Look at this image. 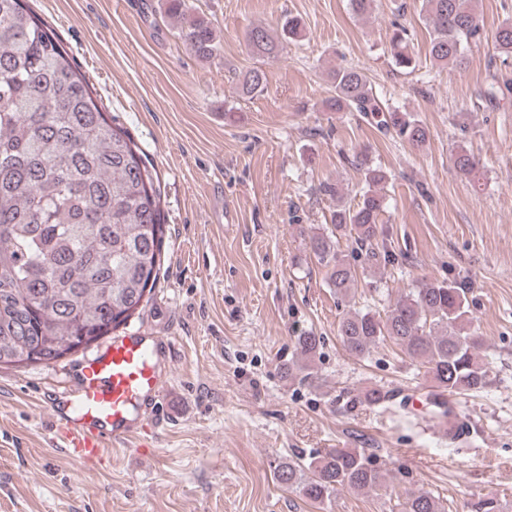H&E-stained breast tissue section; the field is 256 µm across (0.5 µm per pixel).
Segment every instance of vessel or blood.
<instances>
[{
    "label": "vessel or blood",
    "mask_w": 512,
    "mask_h": 512,
    "mask_svg": "<svg viewBox=\"0 0 512 512\" xmlns=\"http://www.w3.org/2000/svg\"><path fill=\"white\" fill-rule=\"evenodd\" d=\"M170 344L139 332L113 337L84 362L73 393L59 392L49 404L55 428L80 462L107 454L109 447L139 437L164 378L160 355Z\"/></svg>",
    "instance_id": "obj_1"
}]
</instances>
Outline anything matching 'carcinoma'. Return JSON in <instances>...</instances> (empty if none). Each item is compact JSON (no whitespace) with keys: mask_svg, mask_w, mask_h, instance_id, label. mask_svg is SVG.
Segmentation results:
<instances>
[{"mask_svg":"<svg viewBox=\"0 0 512 512\" xmlns=\"http://www.w3.org/2000/svg\"><path fill=\"white\" fill-rule=\"evenodd\" d=\"M431 30L430 55L462 64L465 46L483 40L475 0H419ZM160 12L176 20L177 37L201 60L211 59L218 41L211 21L191 12L188 0H160ZM288 18L281 33L257 24L246 32L256 57H274L299 34ZM397 67L415 69L406 29L390 38ZM497 53L512 57V22L494 34ZM329 107L360 112L383 129L395 128L410 144L427 131L411 119L384 115L367 75L352 66L331 74ZM265 72L250 69L240 93L264 91ZM458 170L471 175L475 158L458 151ZM368 190L355 208L336 205L329 230L309 246L336 294L346 295L356 271L337 251L348 237L367 260L389 259L375 244L386 182L378 168L365 169ZM165 216L158 178L129 135L112 125L85 74L50 26L26 0H0V366L47 364L108 337L143 307L163 264ZM469 289L456 281H426L399 295L384 315L354 311L338 334L345 349L365 358L393 341L431 381L436 418L448 421V443L459 439L452 396H468L489 384L483 339L471 329ZM321 337L296 339L302 363L315 357ZM277 481L321 507L342 489L377 491L388 473L359 448H330L318 457L295 455L278 465ZM398 512H445L427 491L397 501Z\"/></svg>","mask_w":512,"mask_h":512,"instance_id":"carcinoma-1","label":"carcinoma"}]
</instances>
